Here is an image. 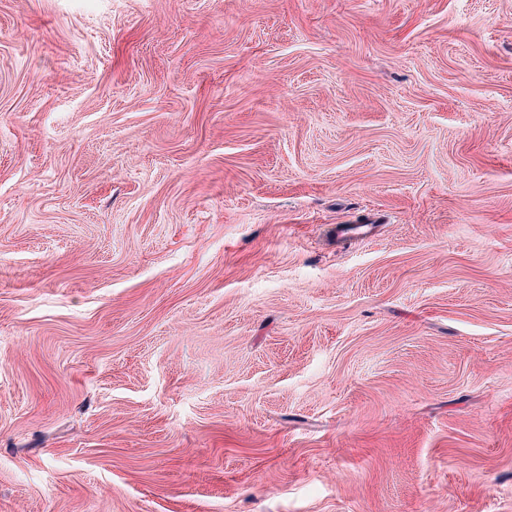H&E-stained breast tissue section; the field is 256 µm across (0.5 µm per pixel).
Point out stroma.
Returning a JSON list of instances; mask_svg holds the SVG:
<instances>
[{"mask_svg": "<svg viewBox=\"0 0 512 512\" xmlns=\"http://www.w3.org/2000/svg\"><path fill=\"white\" fill-rule=\"evenodd\" d=\"M0 512H512V0H0Z\"/></svg>", "mask_w": 512, "mask_h": 512, "instance_id": "stroma-1", "label": "stroma"}]
</instances>
